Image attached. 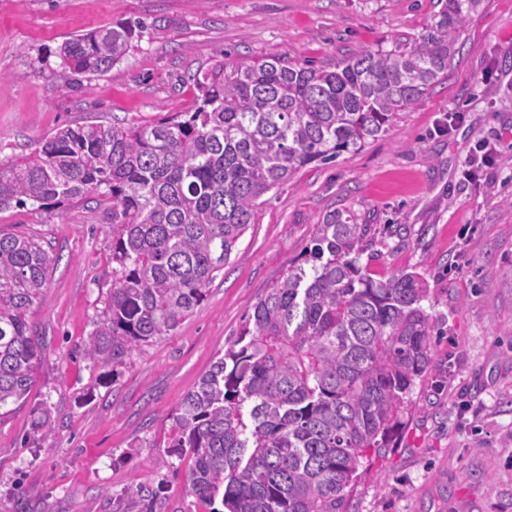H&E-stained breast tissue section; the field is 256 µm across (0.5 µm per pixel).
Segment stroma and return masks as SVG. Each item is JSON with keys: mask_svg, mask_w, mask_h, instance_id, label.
<instances>
[{"mask_svg": "<svg viewBox=\"0 0 512 512\" xmlns=\"http://www.w3.org/2000/svg\"><path fill=\"white\" fill-rule=\"evenodd\" d=\"M434 13L433 0H0V157L68 125L187 111L193 75L224 51L332 70L413 41ZM123 22L137 26L133 46L107 73L72 84L44 72L66 38ZM455 48L384 134L263 195L201 305L117 368L81 356L112 289L102 209L0 214V235L36 237L56 259L29 314L44 348L30 394L0 415V512H129L148 494L154 512H210L185 489L191 459L170 451L177 409L334 210L369 225V278L419 274L434 326L431 366L345 512H512V0H483ZM481 144L493 154L467 179Z\"/></svg>", "mask_w": 512, "mask_h": 512, "instance_id": "35a3bbf8", "label": "stroma"}]
</instances>
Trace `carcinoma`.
<instances>
[{
    "label": "carcinoma",
    "instance_id": "obj_1",
    "mask_svg": "<svg viewBox=\"0 0 512 512\" xmlns=\"http://www.w3.org/2000/svg\"><path fill=\"white\" fill-rule=\"evenodd\" d=\"M481 5L438 0L430 28L405 49L362 50L333 71L226 58L195 76L186 112L146 125L66 126L33 152L0 159V213L62 211L82 198L105 206L112 291L84 358L115 368L191 315L257 200L385 132L448 70ZM135 30L73 35L54 51L57 69L105 73ZM368 231L327 215L303 262L256 304L239 348L182 399L172 448L192 458L185 487L210 512H342L361 459L381 454L403 423L431 364L427 289L413 273L370 280L359 250ZM52 261L40 240L0 235V410L31 390L43 345L27 315Z\"/></svg>",
    "mask_w": 512,
    "mask_h": 512
}]
</instances>
